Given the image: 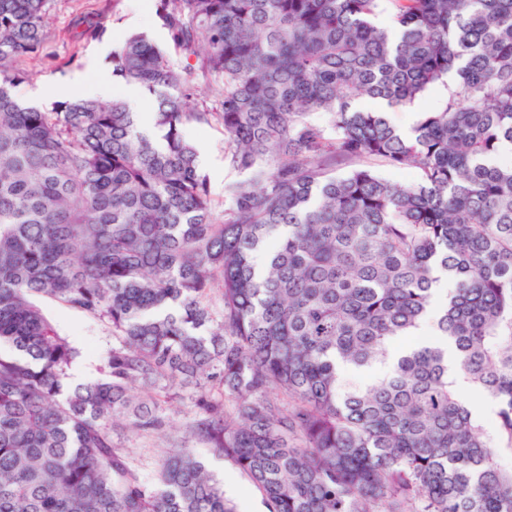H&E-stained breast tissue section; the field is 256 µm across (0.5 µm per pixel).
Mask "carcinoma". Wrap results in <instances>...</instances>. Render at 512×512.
Returning <instances> with one entry per match:
<instances>
[{
  "label": "carcinoma",
  "instance_id": "cac0c4a2",
  "mask_svg": "<svg viewBox=\"0 0 512 512\" xmlns=\"http://www.w3.org/2000/svg\"><path fill=\"white\" fill-rule=\"evenodd\" d=\"M47 4L0 0V512H233L198 442L268 512H512V0H157L212 102L146 36L112 48L161 145L120 97L18 98ZM439 86L408 134L354 107ZM212 121L247 175L222 202L185 137ZM39 297L111 330L98 379ZM186 400L142 480L113 427L164 436Z\"/></svg>",
  "mask_w": 512,
  "mask_h": 512
}]
</instances>
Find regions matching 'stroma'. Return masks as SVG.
<instances>
[{
    "label": "stroma",
    "mask_w": 512,
    "mask_h": 512,
    "mask_svg": "<svg viewBox=\"0 0 512 512\" xmlns=\"http://www.w3.org/2000/svg\"><path fill=\"white\" fill-rule=\"evenodd\" d=\"M83 15L93 17L99 31L95 36L77 40L72 34V23ZM133 34L146 35L172 61L187 66L186 56L174 46L156 13L155 0H49L47 39L38 57L25 58L19 63L25 73L17 87L19 97L30 99L38 87L77 74L95 77L96 72L91 66L93 53L103 44L114 45ZM185 134L198 148L199 165L209 177L213 196L222 198L225 182L238 177L237 172L224 164L223 126L217 123L192 125L186 128ZM40 305L77 348L76 364L83 371V381L98 378L105 353L112 345L110 330L54 301L44 299ZM191 416L190 406H181L172 414V427L164 438L143 436L128 428L114 429L112 436L118 446L135 459L141 477L148 480L165 449L184 434ZM195 450L209 472L223 483L224 497L235 512H268L261 493L232 461L212 455L203 444L196 445Z\"/></svg>",
    "instance_id": "1"
}]
</instances>
